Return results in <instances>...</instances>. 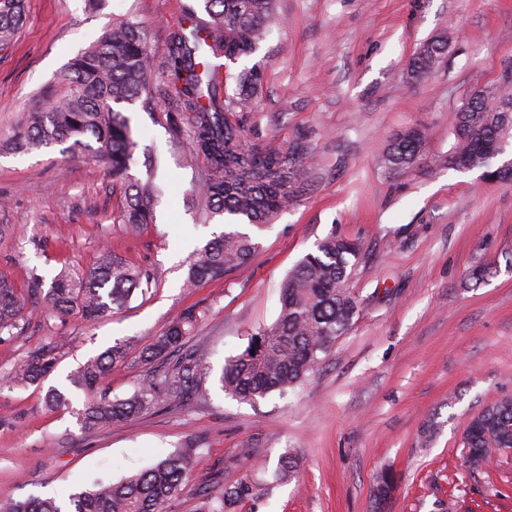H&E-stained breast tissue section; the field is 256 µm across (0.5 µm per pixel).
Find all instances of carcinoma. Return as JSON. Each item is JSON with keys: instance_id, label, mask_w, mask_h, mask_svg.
<instances>
[{"instance_id": "carcinoma-1", "label": "carcinoma", "mask_w": 512, "mask_h": 512, "mask_svg": "<svg viewBox=\"0 0 512 512\" xmlns=\"http://www.w3.org/2000/svg\"><path fill=\"white\" fill-rule=\"evenodd\" d=\"M24 11V0H0V42L10 40ZM189 24L170 33L171 51L165 65L169 88L179 117L190 118L191 150L208 162L205 182L191 202L207 218H243L250 224L270 223L288 204L308 190V171L296 152L249 145L242 129L224 115L229 103L212 80V60L235 63L254 54L274 21V0H195L186 6ZM448 52L444 40L425 44L407 69L409 78L434 67ZM155 65L144 30L130 20L112 23L100 39L75 58L57 76L56 84L24 113L8 142L14 152L66 145L110 167L112 179L123 190L120 223L136 229L153 221L154 186L129 175L137 147L129 119L115 105H148L153 101ZM243 95L241 106L263 83L260 67L226 73ZM512 98V78L479 99L475 112H456L455 143L448 162L458 169H491L486 145L512 136V114L497 111V102ZM425 133L411 128L387 145L380 162L400 173L420 158ZM258 243L246 233L226 232L210 241L190 268L188 283L219 277L245 267ZM354 242L334 233L318 241L288 274L280 287V311L275 322L252 337L247 347L225 363L220 382L228 395L255 403L272 392L281 396L308 379L328 356L336 339L351 326L357 311L348 283L359 263ZM146 272L108 248L88 268H73L54 279L41 293L25 291L0 275V340L13 336L26 319L28 300L41 303L60 323L78 315L95 321L122 308L138 294L149 293ZM201 320L188 307L177 313L166 329L139 355L145 364L159 363L129 397L110 396L112 370L125 364L129 349L116 343L89 358L67 375L70 387L83 392L86 403L76 412L81 431L92 433L115 421L138 417L159 405L189 408L205 398V383L212 368L188 346ZM55 346L48 343L25 356L0 383L26 387L40 384L57 365ZM512 448V397L484 408L467 424L463 456L473 470L490 467L497 451ZM198 451L189 442L154 465L116 482L97 481L69 494L67 500L29 496L14 501L4 512H167L170 503L189 482ZM297 474V461L279 456L274 479L288 482ZM394 489L384 472L374 490L377 506ZM257 485L241 480L219 492H199L197 512H228L235 504L256 496Z\"/></svg>"}]
</instances>
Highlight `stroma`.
Wrapping results in <instances>:
<instances>
[{
  "label": "stroma",
  "instance_id": "stroma-1",
  "mask_svg": "<svg viewBox=\"0 0 512 512\" xmlns=\"http://www.w3.org/2000/svg\"><path fill=\"white\" fill-rule=\"evenodd\" d=\"M190 0H24L13 40L0 45V144L59 72L92 46L115 18L140 23L155 65ZM277 24L242 66L264 72L261 94L228 112L249 143L311 150L306 193L261 227L205 220L187 203L208 164L188 145V122L173 124L176 102L165 74L149 107L120 104L138 147L130 174L146 179L155 154L162 194L152 224H118L122 193L107 164L61 147L12 153L0 147V274L18 288L50 287L67 268L95 264L111 246L148 271L151 292L87 324L35 308L24 329L0 341V373L27 352L57 341L60 362L40 385L0 387V504L30 495L68 497L98 479L119 480L198 444L193 475L168 512H195L201 488L249 478L259 497L236 512H372L384 471L395 477L385 512H512V454L485 472L462 457L468 421L512 396V183L449 166L455 108L472 88L512 70V0H277ZM451 48L419 82L406 66L436 37ZM426 140L403 173L380 157L397 131ZM258 249L246 267L187 288L189 269L227 229ZM356 242L350 286L358 314L319 370L288 397L254 403L227 396L225 362L279 312V287L329 234ZM478 266L491 273L467 287ZM205 315L190 339L213 368L205 400L191 411L156 408L97 433L81 432L70 408L44 396L79 363L115 341L133 355L109 379L130 396L146 369L139 354L179 310ZM254 449L244 458L243 449ZM299 459V478L274 483L263 464Z\"/></svg>",
  "mask_w": 512,
  "mask_h": 512
}]
</instances>
